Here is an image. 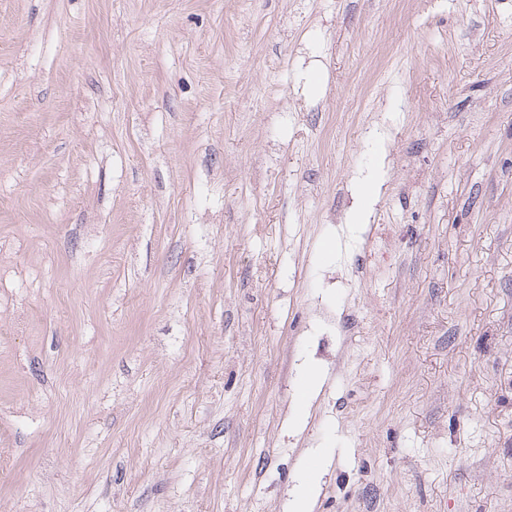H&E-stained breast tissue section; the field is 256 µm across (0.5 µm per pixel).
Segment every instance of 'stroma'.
I'll use <instances>...</instances> for the list:
<instances>
[{
  "label": "stroma",
  "instance_id": "obj_1",
  "mask_svg": "<svg viewBox=\"0 0 512 512\" xmlns=\"http://www.w3.org/2000/svg\"><path fill=\"white\" fill-rule=\"evenodd\" d=\"M314 462L310 512H512V0H0V512Z\"/></svg>",
  "mask_w": 512,
  "mask_h": 512
}]
</instances>
